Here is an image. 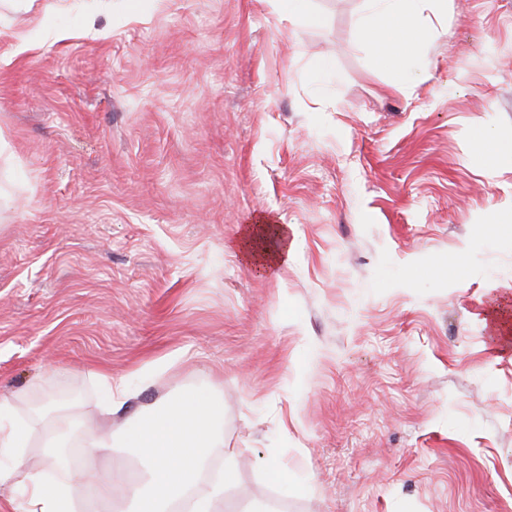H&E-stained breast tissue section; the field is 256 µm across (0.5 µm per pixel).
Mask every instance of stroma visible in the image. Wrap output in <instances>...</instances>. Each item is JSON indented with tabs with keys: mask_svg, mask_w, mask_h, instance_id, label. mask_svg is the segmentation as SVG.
Masks as SVG:
<instances>
[{
	"mask_svg": "<svg viewBox=\"0 0 512 512\" xmlns=\"http://www.w3.org/2000/svg\"><path fill=\"white\" fill-rule=\"evenodd\" d=\"M309 5L0 9V396L39 468L38 398L92 419L111 374L117 425L218 384L217 512H512V0H424L406 85L364 0ZM263 215L296 232L271 275L237 250ZM308 0H284L283 8L292 20L305 19L313 26H320L323 23V16L320 13L307 12ZM100 378L106 392L103 412L112 418V414L123 408L125 403L132 397V391L125 384L112 383L111 374L103 373Z\"/></svg>",
	"mask_w": 512,
	"mask_h": 512,
	"instance_id": "stroma-1",
	"label": "stroma"
}]
</instances>
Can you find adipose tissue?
Returning a JSON list of instances; mask_svg holds the SVG:
<instances>
[{"label": "adipose tissue", "mask_w": 512, "mask_h": 512, "mask_svg": "<svg viewBox=\"0 0 512 512\" xmlns=\"http://www.w3.org/2000/svg\"><path fill=\"white\" fill-rule=\"evenodd\" d=\"M420 2L367 0L359 34L381 61L401 66L417 56L423 40L418 23ZM240 247L247 261L262 270H274L294 253L293 229L260 218L245 226ZM222 416L220 395L204 387L173 399H159L128 415L115 430L63 417L44 443L43 455L48 466L61 469L68 449L82 445L81 471L91 478L86 489L93 499L109 502L116 497V485L111 476L100 475L99 463L114 448H128L147 466L144 478L130 489L139 512H168L173 503L183 499L188 502V512H215L226 485L236 478L230 461L220 473L208 469L210 455L224 445ZM27 439L28 427L16 420L12 401L0 397V447L16 451L10 468L0 470V481L12 483L8 506L12 512H73V480L50 483L42 471L30 468L23 452Z\"/></svg>", "instance_id": "obj_1"}]
</instances>
